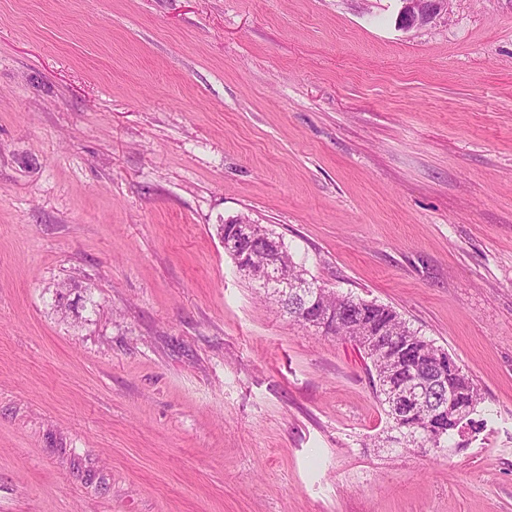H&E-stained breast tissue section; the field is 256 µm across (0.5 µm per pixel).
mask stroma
Returning <instances> with one entry per match:
<instances>
[{
  "label": "stroma",
  "instance_id": "35a3bbf8",
  "mask_svg": "<svg viewBox=\"0 0 512 512\" xmlns=\"http://www.w3.org/2000/svg\"><path fill=\"white\" fill-rule=\"evenodd\" d=\"M0 0V512H512V0ZM247 216L480 389L386 447ZM399 23L410 30L424 26L440 16L448 15L451 0H399Z\"/></svg>",
  "mask_w": 512,
  "mask_h": 512
}]
</instances>
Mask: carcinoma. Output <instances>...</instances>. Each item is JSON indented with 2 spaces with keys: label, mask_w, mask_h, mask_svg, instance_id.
<instances>
[{
  "label": "carcinoma",
  "mask_w": 512,
  "mask_h": 512,
  "mask_svg": "<svg viewBox=\"0 0 512 512\" xmlns=\"http://www.w3.org/2000/svg\"><path fill=\"white\" fill-rule=\"evenodd\" d=\"M252 265L261 269L270 262L278 263L288 278L304 283L302 288H294L288 299H275L283 313L296 324L309 327L308 317L316 307L303 301V298L319 295L318 305L333 312L335 325L324 332L326 336L351 341L355 338L381 339L397 353L402 360V369L394 372L391 380L382 379V365L370 361L369 371L375 374L376 397L389 420L390 430L399 435H410L412 440L404 443L406 448H448V441L455 435L456 428L449 427L444 435L436 433L435 416H392L389 395L392 390L405 384L417 373L430 376L432 383L426 392L429 408L437 410L441 404L453 398L455 406L467 414L463 425L474 424L470 415L477 411L482 402L479 388L463 373L457 362L441 347L420 331L412 328L394 309L340 293L322 285L316 278L308 275L307 269L296 262L280 238L264 242L252 248L248 255Z\"/></svg>",
  "instance_id": "cac0c4a2"
}]
</instances>
